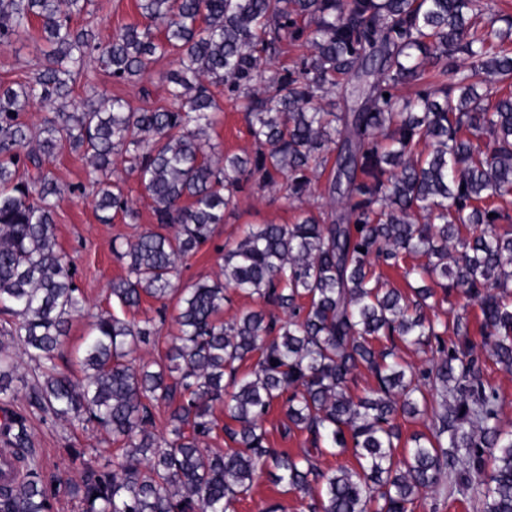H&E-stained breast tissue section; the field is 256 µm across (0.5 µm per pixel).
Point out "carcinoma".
<instances>
[{
	"label": "carcinoma",
	"instance_id": "1",
	"mask_svg": "<svg viewBox=\"0 0 512 512\" xmlns=\"http://www.w3.org/2000/svg\"><path fill=\"white\" fill-rule=\"evenodd\" d=\"M89 6L0 0L1 48L36 23L48 47L29 79L0 84V310L13 316L0 326V400L27 383L9 351L18 344L42 370L29 404L95 424L121 448L49 482L27 419L4 413L0 438L21 470L0 484V512H52L58 487L81 512H229L262 474L309 498V512H414L422 494L445 491L512 512V425L487 376L489 362L512 372V90L494 87L512 80V18L482 0H138L144 23L103 44ZM290 44L307 53L276 66ZM170 56L164 105L135 110L89 77L94 64L136 82ZM80 82L76 111L26 122L28 108L69 100ZM411 84L415 97H402ZM347 97L351 111H335ZM222 100L244 113L253 149L242 155L212 142ZM64 144L90 163L100 223L138 220L131 177L152 200L159 230L126 243L127 275L110 293L128 310L177 298V332L158 359H128L157 334L153 319L102 310L81 376L56 370L84 307L56 242L57 199L82 194L50 168ZM323 177L318 212L248 226L224 245L216 277L174 285L177 264L211 240L240 193L292 203ZM416 257L404 274L425 285L409 293L375 271ZM234 294L258 306L226 323ZM445 303L448 318L427 315ZM401 345L431 358L404 366ZM362 370L375 387L355 397ZM160 403L168 439L151 431ZM276 403L284 434L306 435L296 456L268 446ZM401 418L425 431L402 441ZM219 430L235 448L203 447ZM348 452L356 468L321 467Z\"/></svg>",
	"mask_w": 512,
	"mask_h": 512
}]
</instances>
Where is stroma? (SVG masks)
Returning <instances> with one entry per match:
<instances>
[{
	"instance_id": "35a3bbf8",
	"label": "stroma",
	"mask_w": 512,
	"mask_h": 512,
	"mask_svg": "<svg viewBox=\"0 0 512 512\" xmlns=\"http://www.w3.org/2000/svg\"><path fill=\"white\" fill-rule=\"evenodd\" d=\"M96 33L100 42H108L126 24L140 21L136 0H92ZM45 44L40 37H28L13 48L0 49V82L11 83L29 77L43 60ZM213 139L227 153L250 149L251 138L242 112L225 106L224 116ZM128 195L139 213L137 223L129 224L123 218L112 223H100L96 217L92 190L86 189L78 197L64 196L56 202V236L59 250L72 263L75 282L85 300V310L72 320L64 339L63 356L58 360L59 370L73 373L77 351L82 347L89 330V320L99 310L112 308L110 285L124 277L126 264L119 258L127 241L154 226L152 202L135 179L127 181ZM302 212L301 204H287L276 194L242 193L234 213L225 218L209 243L199 253L180 264L174 276L177 285H184L202 277H215L219 272L218 251L225 242L241 238L250 224H291ZM13 410L28 417L34 450L45 473L62 469L80 471V460L70 451L74 448H93L102 457H109L116 448L110 433L98 428H82L64 420L43 418L30 408L25 389H18L10 403ZM279 503L284 512H308L306 500L300 494L287 491L284 485L274 484L269 477L255 480L251 491L234 505L235 512H262L266 504Z\"/></svg>"
}]
</instances>
